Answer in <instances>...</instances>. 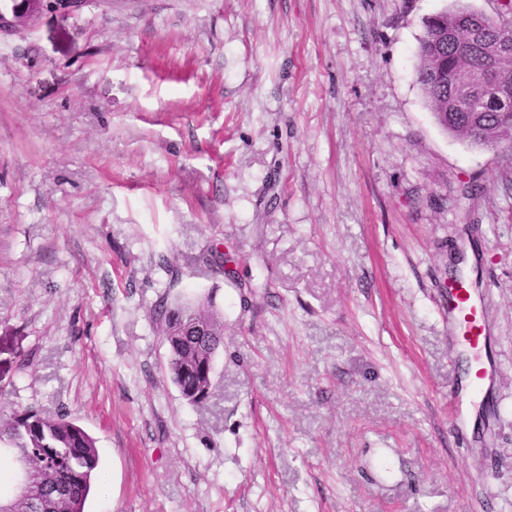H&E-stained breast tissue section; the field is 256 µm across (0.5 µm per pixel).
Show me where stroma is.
<instances>
[{"instance_id":"35a3bbf8","label":"stroma","mask_w":512,"mask_h":512,"mask_svg":"<svg viewBox=\"0 0 512 512\" xmlns=\"http://www.w3.org/2000/svg\"><path fill=\"white\" fill-rule=\"evenodd\" d=\"M455 5L86 0L0 28V416L95 438L85 512H512V150L442 132L415 77ZM188 298L224 322L198 403L161 316ZM448 314L461 329L464 344L473 351L479 350L484 342V323L464 284L448 288Z\"/></svg>"}]
</instances>
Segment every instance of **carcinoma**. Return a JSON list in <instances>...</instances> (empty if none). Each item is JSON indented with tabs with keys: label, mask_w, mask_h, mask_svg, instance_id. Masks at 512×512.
<instances>
[{
	"label": "carcinoma",
	"mask_w": 512,
	"mask_h": 512,
	"mask_svg": "<svg viewBox=\"0 0 512 512\" xmlns=\"http://www.w3.org/2000/svg\"><path fill=\"white\" fill-rule=\"evenodd\" d=\"M469 6L459 4L437 12L424 21V35L417 49L416 79L436 123L472 145L497 150L512 142V120L488 105L483 118L452 110L458 91L488 66L484 51L474 48L460 55L455 45L468 41L474 19ZM174 314L194 311L214 322L217 335L194 340L188 336H165L170 350L168 372L172 382L190 402L204 399L210 389L214 360L224 344V323L199 301L177 300ZM0 454L10 457L15 470H29L22 484L12 477L14 493L0 506L6 512H84L99 467L95 439L62 413L46 417L27 409L0 420Z\"/></svg>",
	"instance_id": "cac0c4a2"
}]
</instances>
